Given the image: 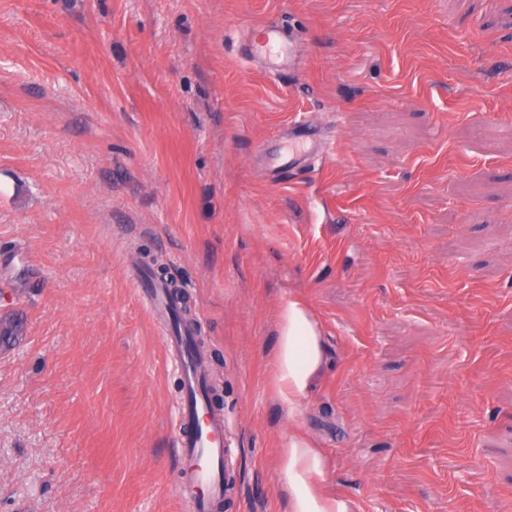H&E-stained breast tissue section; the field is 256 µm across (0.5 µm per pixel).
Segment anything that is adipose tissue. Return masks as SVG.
Instances as JSON below:
<instances>
[{"label": "adipose tissue", "instance_id": "1", "mask_svg": "<svg viewBox=\"0 0 512 512\" xmlns=\"http://www.w3.org/2000/svg\"><path fill=\"white\" fill-rule=\"evenodd\" d=\"M326 361L324 326L309 301L295 294L281 297L271 373L276 401L295 409L320 381ZM278 457L286 512H356L355 502L327 488L328 457L304 430L289 437Z\"/></svg>", "mask_w": 512, "mask_h": 512}]
</instances>
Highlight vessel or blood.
<instances>
[{
    "mask_svg": "<svg viewBox=\"0 0 512 512\" xmlns=\"http://www.w3.org/2000/svg\"><path fill=\"white\" fill-rule=\"evenodd\" d=\"M294 47L281 29L272 27L265 31L261 41L255 43L253 52L262 59L276 60ZM143 299L153 316L164 320L174 319L176 305L164 285L151 283L143 290ZM170 358L177 364L186 381V397L177 414L178 424L184 425L185 432L178 445L191 467L186 476L184 493L195 494L197 487H206L207 493L197 497L196 512H222L224 485L221 472L225 466L224 431L222 416L208 413L207 380L198 365L201 357L192 345L190 330L178 327L165 338Z\"/></svg>",
    "mask_w": 512,
    "mask_h": 512,
    "instance_id": "obj_1",
    "label": "vessel or blood"
}]
</instances>
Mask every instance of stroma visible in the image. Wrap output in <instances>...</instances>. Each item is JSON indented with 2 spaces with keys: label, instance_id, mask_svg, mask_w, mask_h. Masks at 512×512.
<instances>
[{
  "label": "stroma",
  "instance_id": "35a3bbf8",
  "mask_svg": "<svg viewBox=\"0 0 512 512\" xmlns=\"http://www.w3.org/2000/svg\"><path fill=\"white\" fill-rule=\"evenodd\" d=\"M145 256L221 398L224 512H285L299 427L359 512H512V0H0V512H195ZM288 293L328 343L293 415ZM253 52L259 58L274 61L287 52L288 58L292 57L294 47L281 29L271 27L265 31L263 39L254 44Z\"/></svg>",
  "mask_w": 512,
  "mask_h": 512
}]
</instances>
